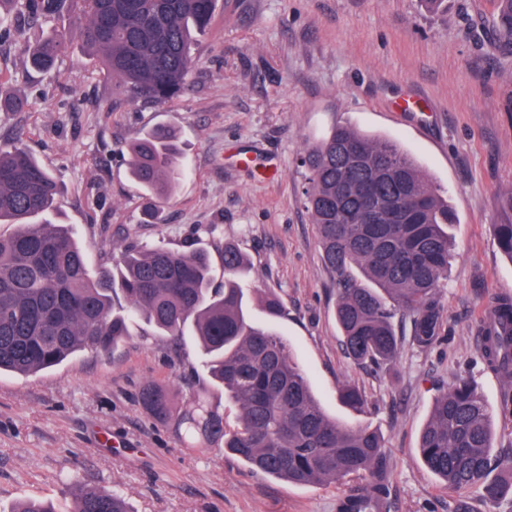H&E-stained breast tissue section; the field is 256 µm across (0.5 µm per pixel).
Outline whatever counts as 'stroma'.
<instances>
[{
	"label": "stroma",
	"mask_w": 512,
	"mask_h": 512,
	"mask_svg": "<svg viewBox=\"0 0 512 512\" xmlns=\"http://www.w3.org/2000/svg\"><path fill=\"white\" fill-rule=\"evenodd\" d=\"M491 0H218L195 41L187 90L163 105L131 102L70 44L58 66H26L24 43L63 29L72 9L0 34V72L20 106L0 112V143H25L65 187L57 218L86 250L90 269L128 243L208 251L223 282L225 243L251 258L240 284L251 321L267 322L259 293L285 314L274 325L329 415L382 436L392 459L390 512H457L456 493L424 465L419 436L440 390L468 374L492 415L495 446L512 449L503 382L477 355L491 294L512 295V260L496 227L512 221V52L491 49ZM347 123L397 142L445 191L455 215L441 290L445 340L403 342L391 372L354 363L336 324L331 275L303 204L300 158ZM159 125L178 132L187 175L144 214L124 143ZM201 365L192 340L174 346L142 319L116 352L80 353L34 377L0 375V512L28 497L71 512L66 479L114 488L131 512H335L341 484L297 486L253 472L213 446L185 447L173 425L139 400L147 384L186 398L180 358ZM356 384L368 407L338 399Z\"/></svg>",
	"instance_id": "1"
}]
</instances>
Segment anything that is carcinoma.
<instances>
[{"instance_id": "1", "label": "carcinoma", "mask_w": 512, "mask_h": 512, "mask_svg": "<svg viewBox=\"0 0 512 512\" xmlns=\"http://www.w3.org/2000/svg\"><path fill=\"white\" fill-rule=\"evenodd\" d=\"M77 10L72 28L53 30L29 49V62L52 71L68 44L95 53L98 68L129 100L165 104L186 89L195 64L196 35L211 24L217 0H0V25L13 12L47 20L66 3ZM493 26L512 48V0H495ZM129 172L147 195L172 196L184 175L176 130L157 126L127 141ZM300 164L306 170L305 207L315 224L323 260L334 276L335 317L346 353L358 364L396 362L401 325L409 323L422 350L445 333L440 288L448 276L454 215L448 199L397 143L350 126L334 127ZM376 181L383 208L398 221L359 224L353 187ZM62 187L21 138L0 144V373L33 377L78 353H109L142 318L159 336L180 343L186 332L200 344L211 384L236 407L234 424L208 399L192 392L181 407L157 385L141 392L142 404L183 441L198 437L222 446L256 472L298 486L347 483L336 512H389L390 458L381 436L327 415L286 342L247 317L238 277L244 253L224 245V283L216 285L203 250L128 247L119 264L89 269L85 253L50 215ZM502 253L512 259V223L496 225ZM269 322L284 315L274 293L263 299ZM478 354L506 382L512 408V296L495 293L479 329ZM356 412L368 406L354 385L340 390ZM493 448L491 412L477 387L459 377L435 399L419 439L427 468L455 492L484 485V500L512 496V455L503 475L487 481ZM73 512H131L126 499L96 485L75 483ZM13 512H55L42 498H27Z\"/></svg>"}]
</instances>
